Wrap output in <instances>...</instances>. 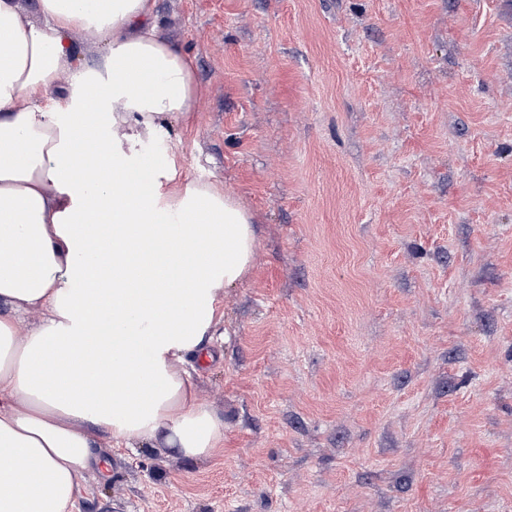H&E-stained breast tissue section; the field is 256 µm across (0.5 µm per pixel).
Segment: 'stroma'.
<instances>
[{"instance_id": "35a3bbf8", "label": "stroma", "mask_w": 512, "mask_h": 512, "mask_svg": "<svg viewBox=\"0 0 512 512\" xmlns=\"http://www.w3.org/2000/svg\"><path fill=\"white\" fill-rule=\"evenodd\" d=\"M201 93L142 150L253 216L195 393L76 512H512V0H156Z\"/></svg>"}]
</instances>
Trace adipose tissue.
Here are the masks:
<instances>
[{
    "label": "adipose tissue",
    "instance_id": "obj_1",
    "mask_svg": "<svg viewBox=\"0 0 512 512\" xmlns=\"http://www.w3.org/2000/svg\"><path fill=\"white\" fill-rule=\"evenodd\" d=\"M154 10L0 0V512H72L105 441L191 459L224 446L184 363L250 274L256 227L227 189L177 186L175 154L140 152L199 94ZM75 32L96 57L65 85Z\"/></svg>",
    "mask_w": 512,
    "mask_h": 512
}]
</instances>
